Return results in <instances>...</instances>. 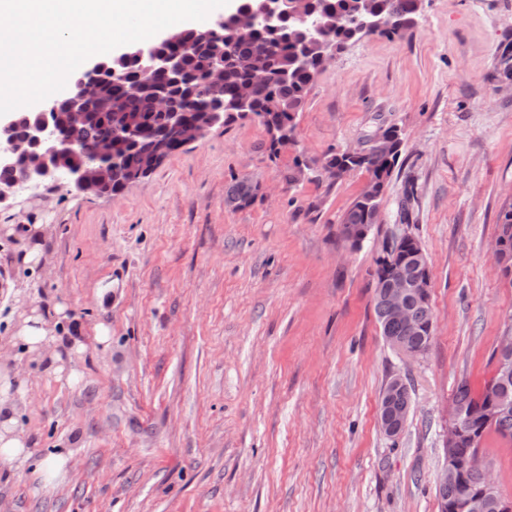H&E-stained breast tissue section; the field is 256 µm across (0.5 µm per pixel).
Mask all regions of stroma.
I'll list each match as a JSON object with an SVG mask.
<instances>
[{
	"instance_id": "35a3bbf8",
	"label": "stroma",
	"mask_w": 512,
	"mask_h": 512,
	"mask_svg": "<svg viewBox=\"0 0 512 512\" xmlns=\"http://www.w3.org/2000/svg\"><path fill=\"white\" fill-rule=\"evenodd\" d=\"M511 44L512 0H424L411 31L330 60L277 158L238 119L115 195L20 189L0 209V345L25 304L60 305L61 350L82 351L73 383L18 354L32 461L71 460L49 481L0 463V512H439L456 385L483 388L512 327V275L491 253L512 199ZM382 125L404 145L380 222L352 250L341 221L366 173L292 186L288 170ZM237 179L260 186L243 209L227 201ZM32 224L49 227L44 268L18 254ZM395 230L431 268L434 335L414 359L373 310ZM398 373L412 404L390 438L378 402ZM480 455L512 498V444L488 435Z\"/></svg>"
}]
</instances>
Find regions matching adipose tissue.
<instances>
[{
  "mask_svg": "<svg viewBox=\"0 0 512 512\" xmlns=\"http://www.w3.org/2000/svg\"><path fill=\"white\" fill-rule=\"evenodd\" d=\"M14 340L21 343L29 357L43 365L45 371L70 381L75 379L74 369L69 367L58 350L55 317L42 314L35 308L21 313L15 326ZM11 360L10 352L0 351V462L23 471L29 465L31 452L18 412L27 389L11 367Z\"/></svg>",
  "mask_w": 512,
  "mask_h": 512,
  "instance_id": "obj_1",
  "label": "adipose tissue"
}]
</instances>
